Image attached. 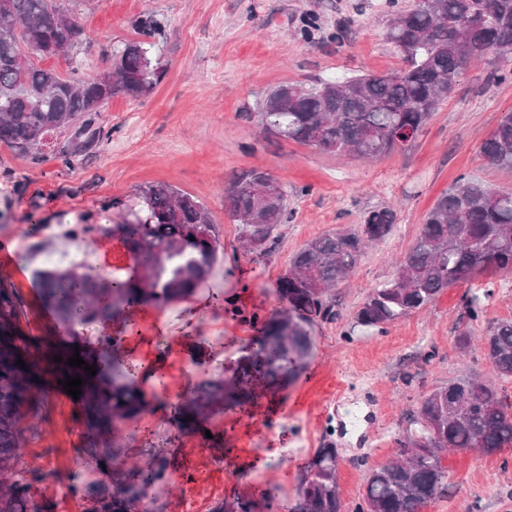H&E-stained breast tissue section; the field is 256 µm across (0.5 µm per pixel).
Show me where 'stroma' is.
I'll return each instance as SVG.
<instances>
[{
    "label": "stroma",
    "instance_id": "obj_1",
    "mask_svg": "<svg viewBox=\"0 0 512 512\" xmlns=\"http://www.w3.org/2000/svg\"><path fill=\"white\" fill-rule=\"evenodd\" d=\"M72 9L81 35L70 54L43 59L67 73L79 62L94 76L112 66V51L136 39L145 15L161 21L152 57L166 70L147 97L118 95L100 114L109 140L72 167L56 157L63 135L49 137L42 163L0 144V181L22 191L0 190V284L16 289L21 329L41 340L35 371L47 391L25 420L23 459L38 474L29 496L38 512H84L89 498L113 481L129 482L135 463L166 459L171 492L159 495L160 512H182L185 492L202 488L212 502L250 498L262 503L275 493L278 512H288L303 468L316 448L333 442L336 477L345 512H357L370 466L395 453L420 396L435 386L471 375H489L478 352L461 355L460 331L481 335L490 321L512 318V274L495 276L484 320L469 321L460 285L428 309L386 326L354 328L368 292L393 274V262L414 243L425 215L460 176L512 189V170L483 160L479 146L512 110V81L498 82L495 65L460 77L424 130L404 148L379 159L328 154L315 147L270 137L258 111L282 82H310L347 74L389 73L403 65L387 42L392 12L386 0H61ZM315 13L321 34L306 41L297 33ZM349 30L328 39L339 22ZM244 168H258L288 192L291 219L275 230L269 256L239 252V225L224 209V187ZM168 184L201 201L211 212L219 261L198 292L161 308L144 303L104 322H62L19 260L70 250L68 232L79 217L116 224L122 204L149 185ZM392 206L398 222L369 250L348 283L336 289V320L318 323L309 366L287 388L272 392L253 377V395L214 414L209 435L172 425L171 415L151 409L149 435L120 434L124 464L118 476L87 467L80 405L61 385L71 345L96 352L107 336L123 338L122 356L131 380L144 391V371L157 364L173 393L212 379L233 380L245 367V347L256 331L227 313V302L268 315L281 309L275 288L293 253L317 236L362 223L369 210ZM40 221L43 231L30 230ZM82 247L94 259L87 272L100 281L127 275L133 260L116 238L92 234ZM448 480L423 512H512V446L485 456L469 450L444 453Z\"/></svg>",
    "mask_w": 512,
    "mask_h": 512
}]
</instances>
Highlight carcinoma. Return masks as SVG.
Listing matches in <instances>:
<instances>
[{
    "label": "carcinoma",
    "mask_w": 512,
    "mask_h": 512,
    "mask_svg": "<svg viewBox=\"0 0 512 512\" xmlns=\"http://www.w3.org/2000/svg\"><path fill=\"white\" fill-rule=\"evenodd\" d=\"M395 7L386 39L404 55L405 66L388 74L341 76L310 84L282 83L260 107L262 128L280 139L314 146L326 153H351L378 159L402 147L403 130L420 133L439 102L467 68L493 53L502 61L494 77H512V0H414ZM461 17L471 23L455 26ZM80 28L72 11L57 0H0V143L43 159V139L67 133L59 159L70 167L111 132L99 124L101 108L116 95L132 100L148 96L165 70L150 57L147 43H124L113 68L96 76L77 69L67 75L44 68L36 58L56 55L75 45ZM487 164L512 169V110L502 114L483 140ZM273 177L252 168L241 171L224 189L228 215L240 223L246 253L270 255L273 232L287 219V196ZM122 221L108 226L81 225L122 240L134 266L126 278L112 277L101 287L81 264L33 268L32 279L60 320L105 321L142 303L166 307L194 295L218 262L216 225L208 209L189 193L166 184L139 191ZM397 213L386 207L367 212L363 223L307 241L293 254L277 279L281 310L262 318L233 307L231 313L254 325L251 368L280 387L306 368L315 349L318 322L336 319L332 290L360 264L366 250L392 233ZM512 273V191L461 176L428 211L417 239L395 263L393 276L372 289L355 314L354 326L384 330L417 314L452 286L482 275ZM493 294H466L470 320L482 319ZM19 301L0 285V475L3 512H30L29 487L34 472L21 466L24 408L35 380L36 338L17 328ZM459 349L476 347L492 367L494 379L451 380L423 394L404 438L396 440V459L368 469L359 512H423L440 493L446 478L441 454L475 448L494 455L512 445V414L501 382H512V320L491 323L480 343L469 331L457 336ZM23 360L26 368L16 365ZM108 372L83 373L80 398L87 421L86 453L101 462L95 432L112 431L138 421L150 402L129 380L119 344L107 337L98 352ZM249 394L244 387L210 380L190 390L191 413L207 419L215 408ZM337 451L327 442L304 467L292 512H342L337 481ZM167 463L154 458L139 468L138 484L90 497L89 512H135L149 489L166 480ZM211 512H255L253 502L222 500Z\"/></svg>",
    "instance_id": "obj_1"
}]
</instances>
